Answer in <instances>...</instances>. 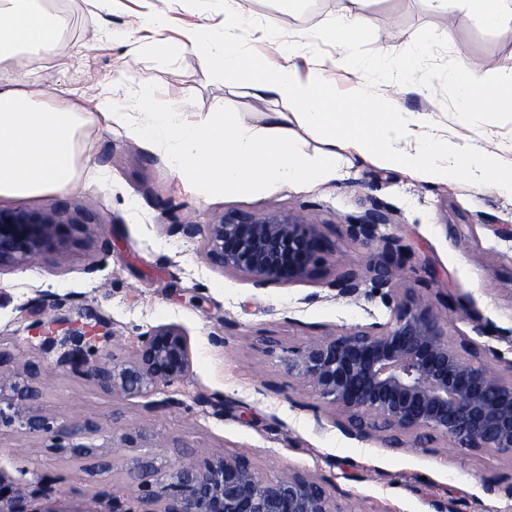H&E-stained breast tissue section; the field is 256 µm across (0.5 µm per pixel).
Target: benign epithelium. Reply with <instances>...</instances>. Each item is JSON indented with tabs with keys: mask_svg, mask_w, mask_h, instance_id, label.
<instances>
[{
	"mask_svg": "<svg viewBox=\"0 0 512 512\" xmlns=\"http://www.w3.org/2000/svg\"><path fill=\"white\" fill-rule=\"evenodd\" d=\"M391 215L377 207L365 212L347 233L372 251L368 267L373 288H393L410 255L399 238L380 227ZM188 239L203 235L210 262L246 274L258 288L312 277L326 252L317 220L294 212H226L201 229L178 224ZM80 228L54 209L38 213L0 209V270L31 264L47 254L63 261ZM364 285L355 270H344L332 283L336 296L351 298ZM92 327L66 326L58 337L46 334L42 349L58 352L57 365L93 380L122 398H147L185 379L191 351L182 327L150 329L130 357L109 354L90 361V339L110 341L111 322L94 316ZM466 345L448 338V321L409 300L393 306L386 324L357 325L288 351V372L331 405L341 431L359 440L378 436L389 448L402 437L429 432L466 448L490 450L512 461V376L491 373L464 356ZM15 357L0 347V426H13L25 438L50 430V416L38 405L35 386L41 369L28 362L18 371ZM50 478L29 492L0 474V512H27L24 502L47 497ZM109 512H343L326 485L290 471L269 478L241 457H215L200 464L190 458L167 471L154 457L137 459L128 492H106Z\"/></svg>",
	"mask_w": 512,
	"mask_h": 512,
	"instance_id": "1",
	"label": "benign epithelium"
}]
</instances>
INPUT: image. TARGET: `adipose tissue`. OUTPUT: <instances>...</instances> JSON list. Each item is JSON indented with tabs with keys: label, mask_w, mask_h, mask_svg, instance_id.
I'll return each mask as SVG.
<instances>
[{
	"label": "adipose tissue",
	"mask_w": 512,
	"mask_h": 512,
	"mask_svg": "<svg viewBox=\"0 0 512 512\" xmlns=\"http://www.w3.org/2000/svg\"><path fill=\"white\" fill-rule=\"evenodd\" d=\"M339 2L328 36L345 47L365 33L366 20L363 0ZM431 2L450 16L467 12L482 29L512 30V0ZM248 3L224 0L223 26L186 28L180 48L203 63H218L228 84L247 83L258 98L275 94L287 101L288 109L268 113L261 127L220 104L193 123L172 112L153 113L140 133L169 146L179 173L214 195L250 192L270 180L308 187L335 177L352 154L364 162L421 171L435 183L512 196V168L502 167L497 150L448 141L432 113L406 114L391 106L369 109L361 104L369 95L362 85L354 90V105L340 112L323 70H302L291 59L273 71L245 62L243 50L231 41V30L248 19ZM58 28L57 18L33 7L32 0H0V198L69 191L79 177L103 176L100 169L79 166L85 112L72 104L47 102L45 93L29 86L12 65L24 48L54 44ZM458 103L464 114L512 112V81L490 86L481 76L464 72ZM299 129L319 141L316 158L300 150L295 135Z\"/></svg>",
	"instance_id": "adipose-tissue-1"
}]
</instances>
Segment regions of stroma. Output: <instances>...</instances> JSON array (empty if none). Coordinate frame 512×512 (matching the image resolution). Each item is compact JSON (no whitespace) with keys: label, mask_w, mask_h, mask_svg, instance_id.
I'll return each mask as SVG.
<instances>
[{"label":"stroma","mask_w":512,"mask_h":512,"mask_svg":"<svg viewBox=\"0 0 512 512\" xmlns=\"http://www.w3.org/2000/svg\"><path fill=\"white\" fill-rule=\"evenodd\" d=\"M62 18V41L21 53L16 66L30 84L57 98L100 96L112 118L92 113L81 154L104 173L80 180L68 192L0 199V209L39 212L55 208L85 231L66 261L46 256L0 271V345L17 364L40 362L39 405L54 416L51 432L21 438L0 429V472L14 484L33 487L60 477L48 499L29 500L30 512H107L105 490L127 489L135 459L174 463L182 447L204 462L215 456L247 458L270 477L296 471L327 485L342 512H436L454 503L457 512H512V461L488 450L464 448L441 436L402 448L380 440L351 439L336 425L333 408L288 372L289 350L326 335L390 317V300L413 298L446 313L452 340L477 351L488 367L512 375V240L493 227L512 224V197L434 185L399 169L371 164L346 167L341 178L313 189L269 182L249 193L215 197L170 163V149L143 139L151 113L175 112L184 120L207 115L216 103L258 124L266 112L288 105L269 94L253 97L246 85L226 87L213 67L192 52L170 63L151 51L157 39L173 42L183 28L224 23V0H168L169 23L155 33L143 21L153 0H37ZM338 0H252L262 33L239 27L235 35L250 57L273 68L280 45L296 42L311 67L325 70L337 92L370 80L366 65L383 59L391 81L372 87L371 105L390 102L409 112L433 113L457 143H486L512 160V112L463 114L454 81L459 66L488 83L512 80V33L478 28L465 13L446 18L429 0H365L368 30L341 48L325 37ZM422 53L404 65L413 44ZM150 85L142 104L137 92ZM393 214L382 231L401 238L412 254L394 283L392 297L364 283L358 298L336 297L331 284L345 269L366 273L371 252L346 232L373 205ZM302 211L316 217L328 252L310 279L256 287L241 272L209 263L201 239L175 233L174 225H206L228 211ZM65 299L74 324H89L98 312L116 337L99 354L128 357L151 328L175 323L190 343L188 378L161 389L174 408L151 410L144 399L119 398L83 376L43 357L44 331L32 327L24 308L46 296ZM454 299L456 308L444 307ZM224 404L215 416L212 401ZM91 420L69 435L72 419ZM150 440L124 448L127 427ZM110 451L101 470L58 453V443Z\"/></svg>","instance_id":"stroma-1"}]
</instances>
